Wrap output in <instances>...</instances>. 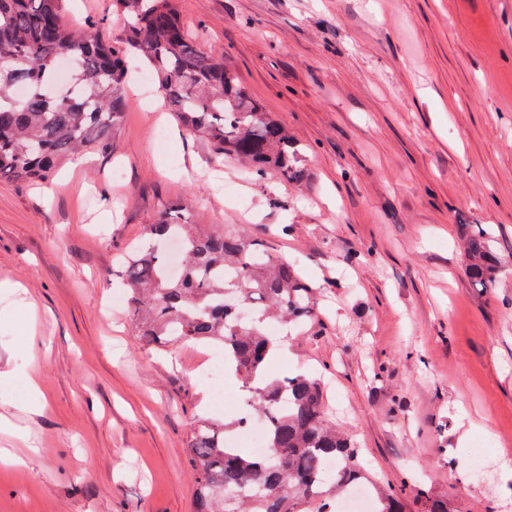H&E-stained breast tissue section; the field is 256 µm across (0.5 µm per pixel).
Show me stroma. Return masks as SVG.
Listing matches in <instances>:
<instances>
[{"label":"stroma","mask_w":512,"mask_h":512,"mask_svg":"<svg viewBox=\"0 0 512 512\" xmlns=\"http://www.w3.org/2000/svg\"><path fill=\"white\" fill-rule=\"evenodd\" d=\"M200 48L285 124L300 182L245 172L158 122L140 96L109 148L65 158L54 196L0 181V512H192L189 439L235 419L234 375L210 348L147 349L111 304L123 257L166 206L233 224L298 262L315 320L272 372L320 377L330 418L383 483L452 512H512V0H176ZM67 21L120 44L115 0H62ZM121 179H113V168ZM492 234L496 287H475L461 236ZM230 397L212 406L217 387ZM497 456L469 474L483 438Z\"/></svg>","instance_id":"stroma-1"}]
</instances>
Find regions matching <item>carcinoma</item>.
I'll list each match as a JSON object with an SVG mask.
<instances>
[{
	"mask_svg": "<svg viewBox=\"0 0 512 512\" xmlns=\"http://www.w3.org/2000/svg\"><path fill=\"white\" fill-rule=\"evenodd\" d=\"M129 12L124 50L66 24L60 0H0V179L44 180L59 161L87 146H106L130 104L120 90L129 60L160 83L186 131L261 175L302 179L288 130L262 111L224 58L188 37L175 0H119ZM145 245L125 266L127 303L138 335L153 348L173 343L224 349L231 372L254 387L251 412L268 420L271 453L258 457L224 443V428L203 419L191 434L189 465L197 483L194 512H336L351 483L368 484L376 512H403L402 490L379 489L361 449L327 417L320 384L303 373L265 376L273 337L268 325L300 324L315 313L314 288L297 265L246 239L228 224H193L166 207ZM179 238V275L166 270L165 243ZM471 280L493 288L500 258L480 224L465 232ZM253 310L243 318L224 291ZM333 458L339 470L324 474Z\"/></svg>",
	"mask_w": 512,
	"mask_h": 512,
	"instance_id": "cac0c4a2",
	"label": "carcinoma"
}]
</instances>
